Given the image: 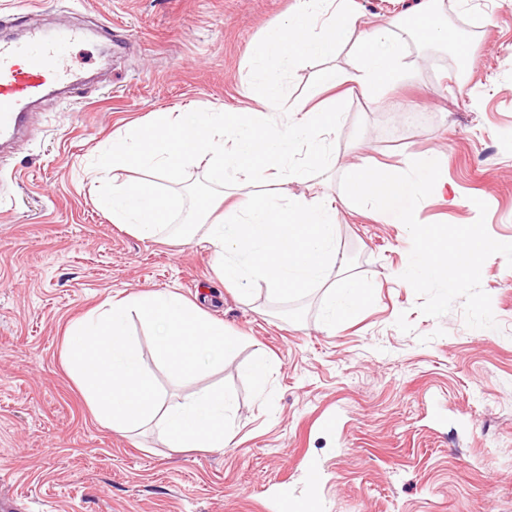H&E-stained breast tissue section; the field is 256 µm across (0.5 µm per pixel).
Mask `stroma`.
Returning <instances> with one entry per match:
<instances>
[{"label": "stroma", "mask_w": 512, "mask_h": 512, "mask_svg": "<svg viewBox=\"0 0 512 512\" xmlns=\"http://www.w3.org/2000/svg\"><path fill=\"white\" fill-rule=\"evenodd\" d=\"M39 3L33 22L90 30L71 61L96 82L67 103L46 97L27 134L0 151L9 160L0 167V491L17 512H267L279 479L290 496H307V463L324 471L332 512H512V267L500 254L482 266L496 328H468L458 302L423 315L400 277L405 225L340 201L351 165L403 168L435 155L448 197L422 200L418 221L471 224L483 199L489 234L512 243V0H445L451 45L406 41L404 81L380 101H342L340 125L324 136L335 167L289 183V194L338 201L342 264L327 278L350 277L370 294L331 332L325 287L280 296L257 282L244 299L203 245L167 233L144 241L113 224L99 198L133 174L94 168L113 134L151 113L252 106L251 60L296 0ZM99 21L122 47L94 35ZM322 67L309 60L283 74L277 124L293 121L290 105ZM154 181L181 198L176 224L194 220L199 199L222 195L201 165ZM165 290L241 342L220 367L180 382L131 321L167 401L231 385L224 450L168 447L150 425L113 431L64 363L74 322L108 298ZM261 354L272 367L260 382L252 364Z\"/></svg>", "instance_id": "1"}]
</instances>
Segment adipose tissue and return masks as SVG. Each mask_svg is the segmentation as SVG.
<instances>
[{
    "label": "adipose tissue",
    "mask_w": 512,
    "mask_h": 512,
    "mask_svg": "<svg viewBox=\"0 0 512 512\" xmlns=\"http://www.w3.org/2000/svg\"><path fill=\"white\" fill-rule=\"evenodd\" d=\"M402 41L397 22L365 27L352 0H298L287 20L268 26L254 60L261 80L259 108L155 112L144 124L113 137L100 156L104 169L159 170L173 178L185 165L205 164L211 179L225 188L223 216L213 218L206 205L194 223L171 226L180 198L147 179L113 186L111 197L101 201L103 208L111 212L113 223L142 239L169 228L199 238L213 253L218 277L236 288L259 279L270 292L285 295L321 282L338 261L337 208L319 197L289 196L288 183L305 175L304 168L289 160L304 145L309 164H332L315 131L339 125L341 91L357 89L377 98L402 80ZM347 44L354 47L356 65L323 70L294 106L302 114L299 122L271 123V113L281 108L283 72L304 59L334 56ZM329 291L325 325L332 330L337 316L357 310L365 291L345 278Z\"/></svg>",
    "instance_id": "adipose-tissue-1"
}]
</instances>
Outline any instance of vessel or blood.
<instances>
[{
    "label": "vessel or blood",
    "mask_w": 512,
    "mask_h": 512,
    "mask_svg": "<svg viewBox=\"0 0 512 512\" xmlns=\"http://www.w3.org/2000/svg\"><path fill=\"white\" fill-rule=\"evenodd\" d=\"M84 37L82 29L22 27L15 36L0 37V138L11 140L28 122L30 104L48 91H74L82 82L70 63V47ZM314 496L291 498L280 493L273 512H326Z\"/></svg>",
    "instance_id": "vessel-or-blood-1"
}]
</instances>
